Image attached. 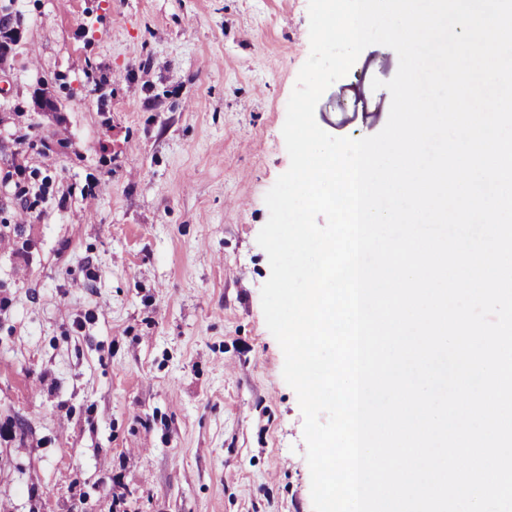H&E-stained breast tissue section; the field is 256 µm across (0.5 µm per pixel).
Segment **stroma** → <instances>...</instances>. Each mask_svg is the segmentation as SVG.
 <instances>
[{"mask_svg": "<svg viewBox=\"0 0 512 512\" xmlns=\"http://www.w3.org/2000/svg\"><path fill=\"white\" fill-rule=\"evenodd\" d=\"M308 3L0 0V512H313L257 243ZM398 65L319 127L380 132Z\"/></svg>", "mask_w": 512, "mask_h": 512, "instance_id": "stroma-1", "label": "stroma"}]
</instances>
